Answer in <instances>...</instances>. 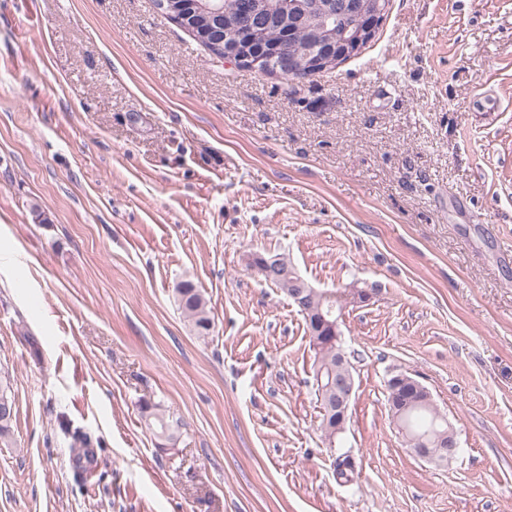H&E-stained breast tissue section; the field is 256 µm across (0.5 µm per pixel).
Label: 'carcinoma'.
I'll return each mask as SVG.
<instances>
[{"instance_id":"carcinoma-1","label":"carcinoma","mask_w":512,"mask_h":512,"mask_svg":"<svg viewBox=\"0 0 512 512\" xmlns=\"http://www.w3.org/2000/svg\"><path fill=\"white\" fill-rule=\"evenodd\" d=\"M248 0H224V15L215 16L211 24L201 26L198 23L197 6L192 0H185L179 26L196 27L200 32L199 44L212 55L222 59L224 51L236 50V56L260 59L257 70L273 75L280 70L281 55L301 52L313 45L308 27L318 25L313 16H303V6L309 0H259L264 9L261 27L249 36L242 37L233 26V19L241 6ZM179 308L200 336H207L213 328V322L207 309V302L191 280H182L175 287ZM314 379L326 387L336 381V361L330 357V351L316 352ZM387 402L393 419L401 429L405 443L411 440L448 430V419L432 403L408 399L405 407L398 400L387 396ZM14 417V399L10 377L0 374V441H10L11 424ZM177 423L160 411L154 414V434L168 440L173 439Z\"/></svg>"}]
</instances>
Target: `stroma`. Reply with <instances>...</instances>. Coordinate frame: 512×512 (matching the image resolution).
<instances>
[{
    "label": "stroma",
    "mask_w": 512,
    "mask_h": 512,
    "mask_svg": "<svg viewBox=\"0 0 512 512\" xmlns=\"http://www.w3.org/2000/svg\"><path fill=\"white\" fill-rule=\"evenodd\" d=\"M252 251L371 294L340 325L335 442ZM0 368V512H512V0H390L359 53L292 81L213 59L153 0H0ZM398 373L452 460L406 447ZM179 308L200 336H207L213 328V322L207 309V302L191 280H182L175 287ZM9 407L8 412L3 411V407ZM0 440L1 443L8 444L10 441L11 424L14 417V399L12 396V386L9 375H2L0 372Z\"/></svg>",
    "instance_id": "stroma-1"
}]
</instances>
